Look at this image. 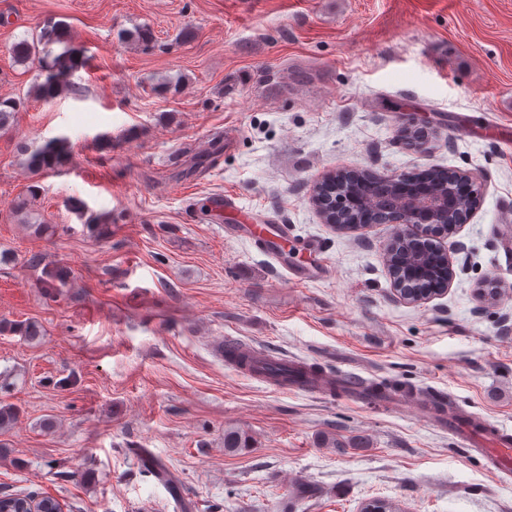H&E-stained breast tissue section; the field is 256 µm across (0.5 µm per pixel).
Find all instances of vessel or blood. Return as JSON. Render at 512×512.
I'll use <instances>...</instances> for the list:
<instances>
[{
    "label": "vessel or blood",
    "instance_id": "obj_1",
    "mask_svg": "<svg viewBox=\"0 0 512 512\" xmlns=\"http://www.w3.org/2000/svg\"><path fill=\"white\" fill-rule=\"evenodd\" d=\"M224 233L231 238L251 242H266L267 254L278 256L288 244L287 239L269 241L268 228L263 224H228ZM215 350L228 365L238 372L276 388L308 394L343 393L363 402L374 401L373 384L357 375L342 374L338 377L314 376L303 362H291L277 355L256 350L240 340L227 336L220 340ZM427 415L440 418L451 433L470 449L482 455L486 469L494 476L512 473V429L492 422L482 415L449 405L448 409L429 406Z\"/></svg>",
    "mask_w": 512,
    "mask_h": 512
}]
</instances>
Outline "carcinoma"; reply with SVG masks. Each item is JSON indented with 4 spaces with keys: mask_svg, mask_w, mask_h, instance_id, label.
Masks as SVG:
<instances>
[{
    "mask_svg": "<svg viewBox=\"0 0 512 512\" xmlns=\"http://www.w3.org/2000/svg\"><path fill=\"white\" fill-rule=\"evenodd\" d=\"M42 39L47 43L64 45L62 52L52 56L45 62L46 76L44 80L36 82L33 86L35 97L50 101L67 95L72 90L71 77L84 65V57L79 49L71 44L68 27L63 23H55L44 28ZM13 54L22 63L35 59L40 54L38 46L23 39L13 46ZM24 106V102L15 99L0 100V133H7L11 127L14 114ZM27 158L25 165L31 174L35 176L48 172H56L64 169L70 162L72 145L65 137H56L44 145L25 151ZM355 193L361 197L371 199L384 198L390 195L392 183L381 178L363 179L354 184ZM70 209L78 215L87 227L96 230L100 234L112 227V212L95 211L80 199L73 198L70 201ZM390 211L377 207L370 212L354 211L343 217L348 222L358 218L364 224H386ZM424 256L423 248L411 238L396 240L388 251L387 263L393 277L394 286L403 288L407 284L420 285L429 283V280L416 277L411 273L413 260ZM38 496L36 503L37 512H60L59 501L47 493L5 494L0 498V512H25L28 499Z\"/></svg>",
    "mask_w": 512,
    "mask_h": 512,
    "instance_id": "obj_1",
    "label": "carcinoma"
}]
</instances>
